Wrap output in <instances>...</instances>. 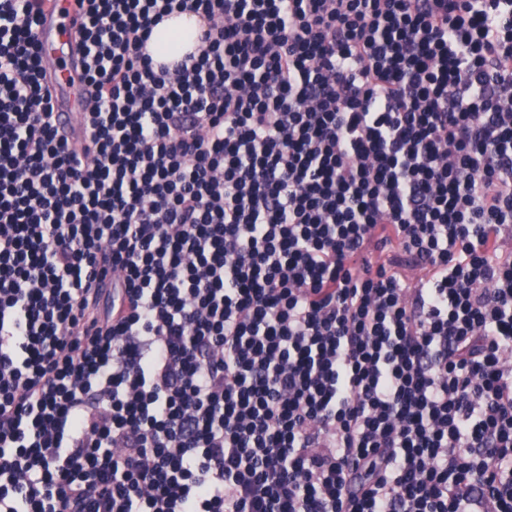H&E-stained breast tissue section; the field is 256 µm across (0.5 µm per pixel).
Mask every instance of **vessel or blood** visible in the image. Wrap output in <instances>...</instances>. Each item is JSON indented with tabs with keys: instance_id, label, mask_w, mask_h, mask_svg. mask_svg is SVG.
<instances>
[{
	"instance_id": "vessel-or-blood-1",
	"label": "vessel or blood",
	"mask_w": 512,
	"mask_h": 512,
	"mask_svg": "<svg viewBox=\"0 0 512 512\" xmlns=\"http://www.w3.org/2000/svg\"><path fill=\"white\" fill-rule=\"evenodd\" d=\"M80 14L78 0H45L38 23L39 51L55 99V125L66 135L77 129L87 103L76 38Z\"/></svg>"
}]
</instances>
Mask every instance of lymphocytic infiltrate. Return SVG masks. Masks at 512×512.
Returning <instances> with one entry per match:
<instances>
[{"instance_id":"f902f5d3","label":"lymphocytic infiltrate","mask_w":512,"mask_h":512,"mask_svg":"<svg viewBox=\"0 0 512 512\" xmlns=\"http://www.w3.org/2000/svg\"><path fill=\"white\" fill-rule=\"evenodd\" d=\"M42 2L0 0V512H512V0H80L77 143ZM201 22L193 13H183L165 17L160 24L154 29L151 39L148 42L147 50L152 55L154 63L158 64L162 61L172 62L180 60L187 53L194 51V45L188 44L185 40L187 32L200 34ZM179 35L180 39L176 47L172 50H165L159 43V36Z\"/></svg>"}]
</instances>
